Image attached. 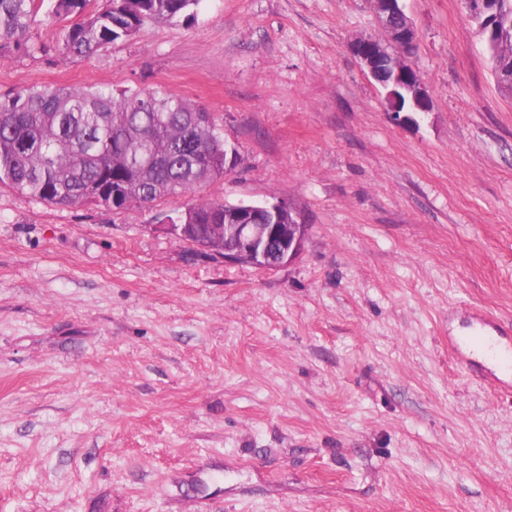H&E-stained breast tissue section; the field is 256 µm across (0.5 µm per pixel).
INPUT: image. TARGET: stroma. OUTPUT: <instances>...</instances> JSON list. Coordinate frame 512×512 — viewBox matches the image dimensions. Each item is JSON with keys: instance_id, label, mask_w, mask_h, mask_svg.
Instances as JSON below:
<instances>
[{"instance_id": "stroma-1", "label": "stroma", "mask_w": 512, "mask_h": 512, "mask_svg": "<svg viewBox=\"0 0 512 512\" xmlns=\"http://www.w3.org/2000/svg\"><path fill=\"white\" fill-rule=\"evenodd\" d=\"M431 110L397 124L350 53L370 0H201L93 58L0 60L32 86L165 87L234 167L116 211L0 185V512H512V94L462 0H402ZM282 198L266 269L156 216Z\"/></svg>"}]
</instances>
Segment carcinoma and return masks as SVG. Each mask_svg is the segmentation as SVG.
I'll list each match as a JSON object with an SVG mask.
<instances>
[{
    "mask_svg": "<svg viewBox=\"0 0 512 512\" xmlns=\"http://www.w3.org/2000/svg\"><path fill=\"white\" fill-rule=\"evenodd\" d=\"M51 4L62 22L63 56L90 57L135 37L149 22H170L200 0H0V59L12 51L45 52L31 35L36 2ZM489 53L497 83L512 91V0H464ZM202 108L162 87L117 90L31 87L0 96V184L34 201L124 209L190 195L224 177V138L215 124L199 126ZM172 224L224 223V203L200 201Z\"/></svg>",
    "mask_w": 512,
    "mask_h": 512,
    "instance_id": "obj_1",
    "label": "carcinoma"
}]
</instances>
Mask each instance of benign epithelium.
Returning a JSON list of instances; mask_svg holds the SVG:
<instances>
[{"instance_id": "obj_1", "label": "benign epithelium", "mask_w": 512, "mask_h": 512, "mask_svg": "<svg viewBox=\"0 0 512 512\" xmlns=\"http://www.w3.org/2000/svg\"><path fill=\"white\" fill-rule=\"evenodd\" d=\"M377 17L393 45L415 43L412 22L399 4V0H372ZM352 53L368 70L371 77L385 90L389 112L395 121H409L401 115L403 109L394 87H402L408 95L413 111H430L431 100L424 82L402 57L389 50L382 42L360 38L352 44ZM231 223L224 225V233L232 236L236 245L220 251L224 258L245 261L261 268H273L291 261L302 250L307 225L299 218L295 208L281 200L269 205L239 203L229 213ZM182 239L204 251H213L209 241L191 235V226L177 224Z\"/></svg>"}]
</instances>
